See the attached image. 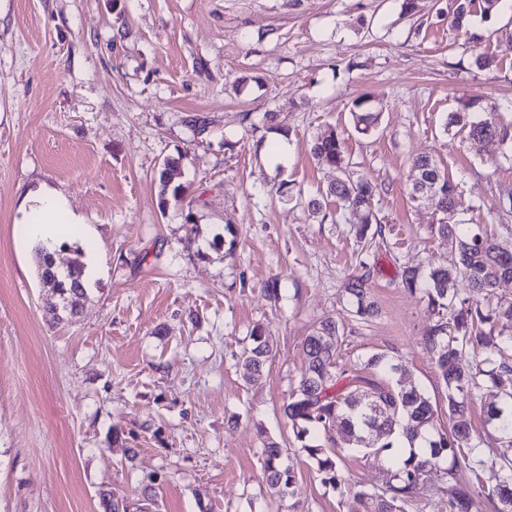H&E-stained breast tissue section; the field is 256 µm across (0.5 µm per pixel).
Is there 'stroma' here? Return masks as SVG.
<instances>
[{"instance_id":"stroma-1","label":"stroma","mask_w":512,"mask_h":512,"mask_svg":"<svg viewBox=\"0 0 512 512\" xmlns=\"http://www.w3.org/2000/svg\"><path fill=\"white\" fill-rule=\"evenodd\" d=\"M402 3L0 0V512H102L103 489L137 512H348L350 489L374 483L372 459L343 448L341 486L324 484L282 405L329 317L340 364L398 356L407 381L438 396L427 306L398 282L405 263L449 266L455 254L434 201L410 195L411 159L440 162L474 204L465 222L512 244V223L488 210L512 189V143L445 126L448 113L484 119L490 102L512 100V0L473 10V45L448 0H416L410 18ZM479 52L498 66L477 69ZM361 96L381 110L367 134L350 114ZM270 112L288 132L283 161L269 151ZM330 126L351 172L379 189L378 313L366 321L346 313L362 245L319 195L339 172L310 152ZM168 159L186 192L164 206ZM45 189L77 219L59 265L98 263L78 316L60 324L44 315L35 245L21 237L23 199ZM258 325L273 358L249 385L238 359ZM493 394L470 404L489 439L488 488ZM267 439L287 450L294 496L262 480Z\"/></svg>"}]
</instances>
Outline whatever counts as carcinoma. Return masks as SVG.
I'll return each mask as SVG.
<instances>
[{
    "label": "carcinoma",
    "instance_id": "cac0c4a2",
    "mask_svg": "<svg viewBox=\"0 0 512 512\" xmlns=\"http://www.w3.org/2000/svg\"><path fill=\"white\" fill-rule=\"evenodd\" d=\"M499 0H451L448 13L452 27L465 41L477 43L482 37L467 28L474 6L486 14L497 10ZM351 114L360 133L372 130L379 113L370 98L360 97L353 103ZM468 127L473 139L512 141V127L493 118L468 121L466 114L452 112L445 127ZM315 160L323 165L347 171L341 140L333 129L321 133L312 146ZM415 178L412 199L420 197L427 183L436 184L439 196L436 208L443 214L438 233L458 261L448 266L424 268L419 263L405 264L399 286L426 301L432 322L424 340L435 358L438 383L444 390L448 426H437L438 405L417 386L406 385L405 365L399 357L374 353L364 362L373 378L361 375V369L343 367L337 360L339 328L335 319L321 322L305 340L304 366L288 399L283 403L284 415L292 423L300 451L314 463L322 482L333 487L341 484V458L336 450L313 441L312 433L329 434L342 427V442L373 458L378 477L368 487L350 490L351 512H407L417 491L426 482L446 485L448 512H482L489 502L494 512H512V382L503 376L512 374V366L498 360L504 348L512 344V302L490 305L487 302L502 281H512V245L493 237L471 233L455 216L473 209L465 203L458 184L430 156L411 160ZM166 170L159 174L161 204L167 196L177 199L183 186L168 181ZM377 185L361 175L346 176L329 185L325 194L336 199L339 210L332 220L355 225L357 237L366 239L373 223H380L373 209ZM369 256L359 260V273L346 285L348 313L359 319L371 317L376 305L369 291ZM470 350L478 359L464 367L462 352ZM273 345L265 330L256 326L250 343L244 347L238 364L245 383L259 380L272 358ZM486 380L497 388L495 398L487 404V423L498 432L499 474L494 486L482 483L483 441L473 433L470 420L472 389ZM427 431L428 448L421 453L397 454V440L405 437L409 444ZM261 468L267 486L279 497L294 494L296 475L288 464L286 450L271 439L263 443ZM469 474L466 481L458 472ZM103 512H125V506L110 490L100 493Z\"/></svg>",
    "mask_w": 512,
    "mask_h": 512
}]
</instances>
